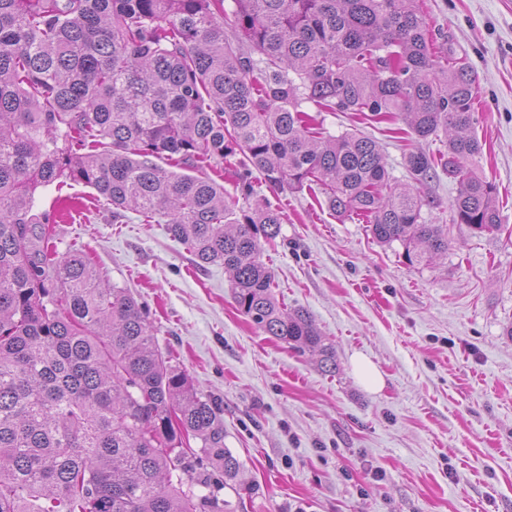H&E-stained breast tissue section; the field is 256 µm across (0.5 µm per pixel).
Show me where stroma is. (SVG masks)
Instances as JSON below:
<instances>
[{"instance_id":"obj_1","label":"stroma","mask_w":512,"mask_h":512,"mask_svg":"<svg viewBox=\"0 0 512 512\" xmlns=\"http://www.w3.org/2000/svg\"><path fill=\"white\" fill-rule=\"evenodd\" d=\"M439 44L478 75L482 174L495 183L501 230L454 223L456 180L421 191L448 227V255L407 266L400 245L333 217L309 191L254 180L284 212L262 260L288 308L306 311L336 351L335 374L258 329L238 311L223 266L197 267L165 225L112 223L94 190L47 187L38 209L73 197L55 227L59 252L81 245L108 285L149 311L161 348L215 398L224 442L243 468L224 499L234 512H512V0H423ZM340 135L358 128L384 145L406 179L418 141L393 122L317 115ZM363 354L384 386L366 390L350 360Z\"/></svg>"}]
</instances>
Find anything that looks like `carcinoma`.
Listing matches in <instances>:
<instances>
[{
	"mask_svg": "<svg viewBox=\"0 0 512 512\" xmlns=\"http://www.w3.org/2000/svg\"><path fill=\"white\" fill-rule=\"evenodd\" d=\"M232 3L0 0V512H232L218 492L242 467L145 306L85 251L58 252L40 190L81 183L114 223L167 225L198 266L224 265L240 312L331 374L333 345L273 291L259 238L284 218L250 201L254 174L319 191L412 267L448 254L417 189L440 172L460 184L454 223L501 230L476 167L475 72L434 46L420 0ZM307 103L442 133L444 150L410 153L395 181L374 137L324 132ZM238 152L245 208L203 171Z\"/></svg>",
	"mask_w": 512,
	"mask_h": 512,
	"instance_id": "1",
	"label": "carcinoma"
}]
</instances>
